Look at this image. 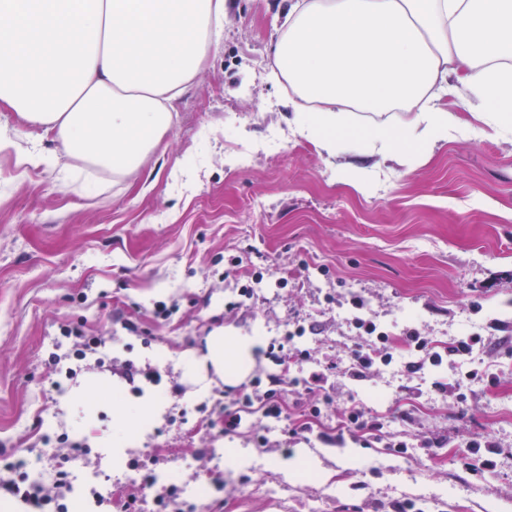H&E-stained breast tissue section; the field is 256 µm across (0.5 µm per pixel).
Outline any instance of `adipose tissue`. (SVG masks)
Returning a JSON list of instances; mask_svg holds the SVG:
<instances>
[{
	"label": "adipose tissue",
	"mask_w": 512,
	"mask_h": 512,
	"mask_svg": "<svg viewBox=\"0 0 512 512\" xmlns=\"http://www.w3.org/2000/svg\"><path fill=\"white\" fill-rule=\"evenodd\" d=\"M223 31L224 0H0V110L57 144L18 148V165L68 156L124 179L158 147ZM272 73L313 102L296 121L328 153L365 130L370 149L426 155L462 127L436 103L458 83L492 113V131L512 127V0H292ZM262 346L225 331L189 366L232 384Z\"/></svg>",
	"instance_id": "adipose-tissue-1"
}]
</instances>
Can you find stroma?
<instances>
[{"label":"stroma","mask_w":512,"mask_h":512,"mask_svg":"<svg viewBox=\"0 0 512 512\" xmlns=\"http://www.w3.org/2000/svg\"><path fill=\"white\" fill-rule=\"evenodd\" d=\"M290 3L228 0L223 40L124 181L78 161L65 183L0 149V468L35 453L48 480L94 470L118 497L132 460L154 457L176 480L146 487L143 512H165L172 489L184 512H392L405 500L414 512H512V127L487 136L461 85L440 102L467 128L425 157L328 155L269 77ZM358 170L368 192L344 181ZM160 302L176 305L169 319L153 318ZM360 314L389 338L429 337L441 364L408 373L419 356L404 347L349 379ZM67 325L101 344L78 356ZM219 328L309 351L291 373L326 375L333 403L306 437L287 441L289 419L258 410L222 433L224 382L187 374L188 352ZM474 334L472 354H449ZM125 362L134 382L113 373ZM458 381L461 407L442 391ZM352 397L384 421L372 447L320 437ZM150 399V426L114 446L123 413ZM474 439L500 445L495 472L468 467ZM398 441L409 457L386 450ZM231 447L243 465L225 466ZM282 460L313 470L291 479Z\"/></svg>","instance_id":"35a3bbf8"}]
</instances>
